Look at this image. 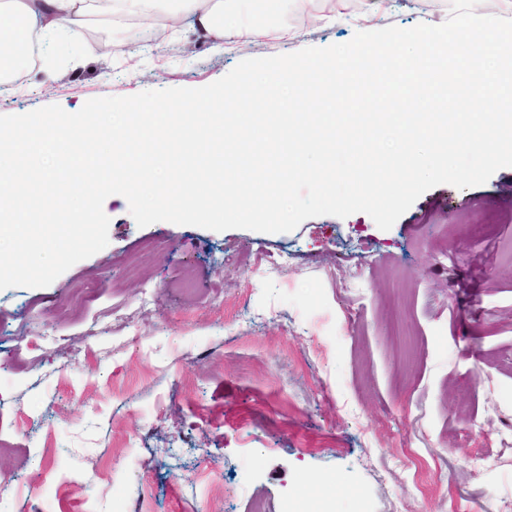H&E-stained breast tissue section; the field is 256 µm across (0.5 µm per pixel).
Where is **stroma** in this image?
<instances>
[{
    "instance_id": "stroma-1",
    "label": "stroma",
    "mask_w": 512,
    "mask_h": 512,
    "mask_svg": "<svg viewBox=\"0 0 512 512\" xmlns=\"http://www.w3.org/2000/svg\"><path fill=\"white\" fill-rule=\"evenodd\" d=\"M291 40L215 53L94 25L75 63L0 82V115L201 87L246 58L439 25L388 0ZM44 288L0 290V512H512V167L424 192L389 230L138 227Z\"/></svg>"
}]
</instances>
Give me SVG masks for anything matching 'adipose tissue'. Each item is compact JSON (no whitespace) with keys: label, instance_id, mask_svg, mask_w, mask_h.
Here are the masks:
<instances>
[{"label":"adipose tissue","instance_id":"1","mask_svg":"<svg viewBox=\"0 0 512 512\" xmlns=\"http://www.w3.org/2000/svg\"><path fill=\"white\" fill-rule=\"evenodd\" d=\"M257 0H0V79L15 74L31 41L50 58L76 59L88 19L99 14L148 24L158 35L189 30L214 52L288 35L287 26L256 20Z\"/></svg>","mask_w":512,"mask_h":512}]
</instances>
